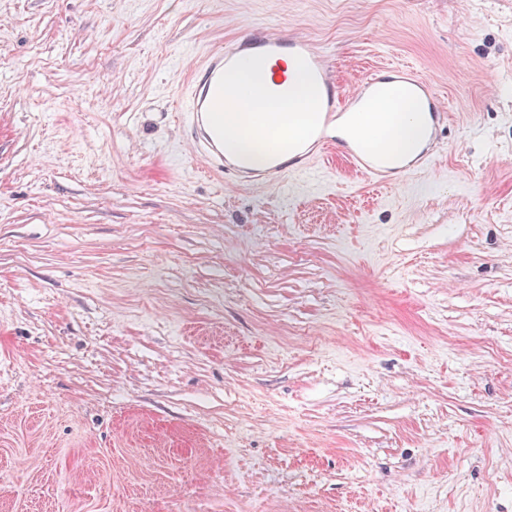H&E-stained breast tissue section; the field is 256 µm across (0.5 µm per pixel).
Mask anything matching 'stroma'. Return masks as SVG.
<instances>
[{
    "mask_svg": "<svg viewBox=\"0 0 512 512\" xmlns=\"http://www.w3.org/2000/svg\"><path fill=\"white\" fill-rule=\"evenodd\" d=\"M280 26L434 164L200 173L189 54ZM0 512H512V0H0Z\"/></svg>",
    "mask_w": 512,
    "mask_h": 512,
    "instance_id": "stroma-1",
    "label": "stroma"
}]
</instances>
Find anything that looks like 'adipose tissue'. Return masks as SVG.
I'll return each mask as SVG.
<instances>
[{
  "label": "adipose tissue",
  "mask_w": 512,
  "mask_h": 512,
  "mask_svg": "<svg viewBox=\"0 0 512 512\" xmlns=\"http://www.w3.org/2000/svg\"><path fill=\"white\" fill-rule=\"evenodd\" d=\"M286 68V89L274 97L267 93L266 75L239 71L224 78V149L246 166L260 167L269 161L265 135L251 126L257 113H265L270 121L297 137L314 108L315 89L307 73L291 60ZM343 128L365 138L367 147L382 152L390 166L415 155L427 135L420 101L398 94L362 104Z\"/></svg>",
  "instance_id": "1"
}]
</instances>
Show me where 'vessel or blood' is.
<instances>
[{"mask_svg":"<svg viewBox=\"0 0 512 512\" xmlns=\"http://www.w3.org/2000/svg\"><path fill=\"white\" fill-rule=\"evenodd\" d=\"M287 56L305 67L319 89L317 110L321 123L315 128L318 149L296 147L292 138L276 136V155L261 171L260 183L277 184L290 169L305 172L328 149L326 131L335 126L339 114L354 110L381 84L388 80L403 90L421 97L429 122V147L416 159V165L431 166L438 156V132L448 121V108L429 80L415 67L387 64L356 80L348 86L340 85L333 77L328 54L305 36L276 28L262 30L211 48L202 59L191 64V77L184 90L176 97V110L190 125L201 149L208 171L230 174L240 178L251 177V170L230 161L224 155V76L245 63H270ZM338 152L352 173L370 180H384L394 174L406 177L411 167L393 169L376 161L362 143L349 138L337 140Z\"/></svg>","mask_w":512,"mask_h":512,"instance_id":"b4317fda","label":"vessel or blood"}]
</instances>
